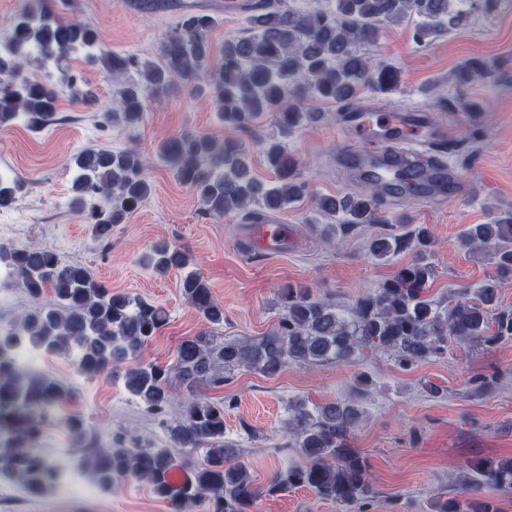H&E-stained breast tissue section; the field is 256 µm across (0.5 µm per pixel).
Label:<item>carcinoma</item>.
<instances>
[{"instance_id":"1","label":"carcinoma","mask_w":512,"mask_h":512,"mask_svg":"<svg viewBox=\"0 0 512 512\" xmlns=\"http://www.w3.org/2000/svg\"><path fill=\"white\" fill-rule=\"evenodd\" d=\"M316 2L318 7L308 10L263 0L247 18V34L225 40L222 58L210 67L208 34L214 20L207 14L183 16L166 33L160 61L146 62L134 55L98 53L94 29L64 19L41 0L22 12L0 41V128L21 117L35 127L53 121L65 88L73 100L86 101L88 93L76 87L69 64L72 56L81 54L86 63H102L112 74H138V79L123 84L117 107L105 113L108 123H140L148 94L181 86L209 97L227 126L247 129L272 112L280 129L291 131L322 118V112L306 105L309 99L355 111L361 90L388 92L400 86L397 68L373 64L361 52L378 38L381 23L415 16L414 37L423 43L467 24L471 14L470 0ZM28 61L49 70L50 79L28 76ZM458 75L463 83L483 81L488 64L470 58L460 65ZM440 106L444 111L480 110L476 101L462 104L447 97L440 99ZM454 148L450 141L433 144L429 165L445 166ZM158 154L213 216L233 215L255 223L262 218L260 210H281L308 193L296 159L276 140L263 145L265 160L277 176L273 186L250 175L249 153L238 140L183 133L163 141ZM72 164L71 207L84 215L99 238L107 239L112 225L135 212L150 191L145 162L133 149H88ZM24 187L17 176H0V208L12 206ZM385 188L375 182L370 189L316 198V211L336 219L319 225V232L325 240L341 244L365 224L386 225L387 230L368 240L369 255L385 261L410 253L411 260L349 305L316 297L308 288L282 289V313L276 328L264 336L219 345L203 334L182 341L176 369L189 396L181 416L166 421L161 443L118 430L107 447H99L79 415L60 414L61 404L75 398L74 390L36 373L16 358V352L74 355L85 376L124 365V385L131 398L147 413L162 415L174 400L169 372L138 358L166 324L164 309L112 292L88 268L65 263L50 250L0 244V260L22 280L29 296L39 298L48 289L52 293L14 323L0 327V487L42 497L64 480L78 477L108 493L117 481L131 478L146 482L167 502L169 512H189L198 503L205 504L207 512H254L263 496L305 487L319 500L364 512L376 498V489L367 461L354 446V431L365 416L357 401L313 407L288 401L284 447L295 449L303 462L278 471L259 487L248 467L236 460L237 444L224 436V413L231 405L198 399L193 389L200 381L222 388L240 369L275 377L290 364H351L365 349L384 352L409 370L448 354L453 341L495 344L512 339V308L499 306L503 281L512 279V212L466 229L465 244L490 252L495 275L482 281L473 296L459 293L444 304L429 296L434 275L426 261L430 231L409 225L403 214H387L380 197ZM95 195L111 198L112 204L86 209V199ZM147 262L166 275L185 269L189 254L160 241L152 246ZM179 288L202 319L224 322V308L201 274H184ZM55 421L63 423L70 442L80 449L68 467L38 451L44 428ZM175 448L204 452L203 460L190 469L189 481L178 487L167 481L168 472L177 466ZM489 491L512 492V459L470 460L459 492L437 497L435 512H499Z\"/></svg>"}]
</instances>
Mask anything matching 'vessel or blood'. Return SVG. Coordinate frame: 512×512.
Listing matches in <instances>:
<instances>
[{
	"label": "vessel or blood",
	"instance_id": "vessel-or-blood-1",
	"mask_svg": "<svg viewBox=\"0 0 512 512\" xmlns=\"http://www.w3.org/2000/svg\"><path fill=\"white\" fill-rule=\"evenodd\" d=\"M366 145V152L359 163L364 177L391 186L398 185L397 173L409 168V178L425 187L432 195H462L468 189V181L443 169L419 164L416 146L428 141L433 131L423 114L403 117L394 113L357 115L349 123ZM292 230L286 224H254L248 235L253 245L262 251L274 252L287 244Z\"/></svg>",
	"mask_w": 512,
	"mask_h": 512
}]
</instances>
